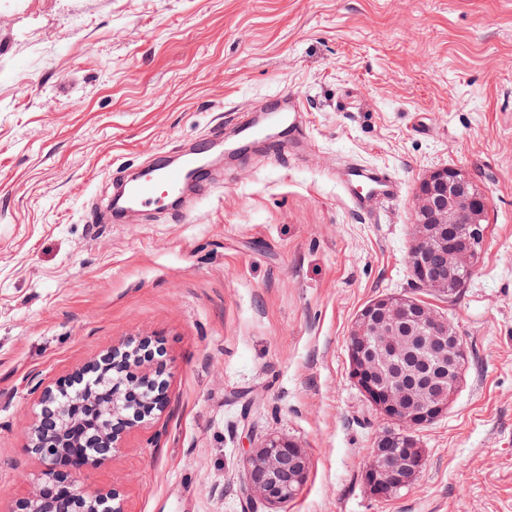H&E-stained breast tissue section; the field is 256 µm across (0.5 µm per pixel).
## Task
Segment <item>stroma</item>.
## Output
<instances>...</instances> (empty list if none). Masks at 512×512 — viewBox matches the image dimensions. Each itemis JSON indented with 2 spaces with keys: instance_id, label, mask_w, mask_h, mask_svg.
Returning <instances> with one entry per match:
<instances>
[{
  "instance_id": "obj_1",
  "label": "stroma",
  "mask_w": 512,
  "mask_h": 512,
  "mask_svg": "<svg viewBox=\"0 0 512 512\" xmlns=\"http://www.w3.org/2000/svg\"><path fill=\"white\" fill-rule=\"evenodd\" d=\"M298 97L296 155L216 167L182 220L93 224L112 172L216 144ZM384 169L399 198L356 212L336 180ZM464 169L489 201L483 254L452 300L409 262L420 181ZM447 316L466 352L425 463L387 500L362 473L390 429L354 386L348 337L381 295ZM160 343L168 409L88 490L126 512H512V0H0V512L37 484L38 383L133 338ZM270 436L310 472L252 500ZM309 466L305 448L291 440L268 437L250 453L246 471L247 490L252 497L270 505L287 503L305 485Z\"/></svg>"
}]
</instances>
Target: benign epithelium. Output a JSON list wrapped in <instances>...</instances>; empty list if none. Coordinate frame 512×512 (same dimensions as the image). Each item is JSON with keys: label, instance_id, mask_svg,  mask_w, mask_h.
Listing matches in <instances>:
<instances>
[{"label": "benign epithelium", "instance_id": "7a95c632", "mask_svg": "<svg viewBox=\"0 0 512 512\" xmlns=\"http://www.w3.org/2000/svg\"><path fill=\"white\" fill-rule=\"evenodd\" d=\"M488 208L485 194L460 168L444 167L420 183L413 223L411 267L422 287L451 296L461 275L472 273L483 253V239L474 235L463 244L448 242V229H480ZM405 318L435 338L432 352L439 372L448 375V388L433 396L426 382L412 388L387 383L394 360L407 349L401 331ZM448 319L426 304L407 297L381 295L356 315L350 331L351 375L365 399L397 429L379 436L370 450L362 478L369 492L388 499L409 484L424 464L423 449L412 432L444 414L463 377L465 350ZM162 350L152 340L112 347L98 360L70 377L74 383L89 375L107 388V374L116 375L104 393L79 395L62 401V382L37 386V409L26 452L41 467L38 486L17 499L9 512H125L118 487L89 491L76 483L78 475L101 466L123 447L128 436L152 423L167 408ZM309 456L291 440L268 437L252 449L246 471L249 494L270 505L295 498L309 475Z\"/></svg>", "mask_w": 512, "mask_h": 512}]
</instances>
